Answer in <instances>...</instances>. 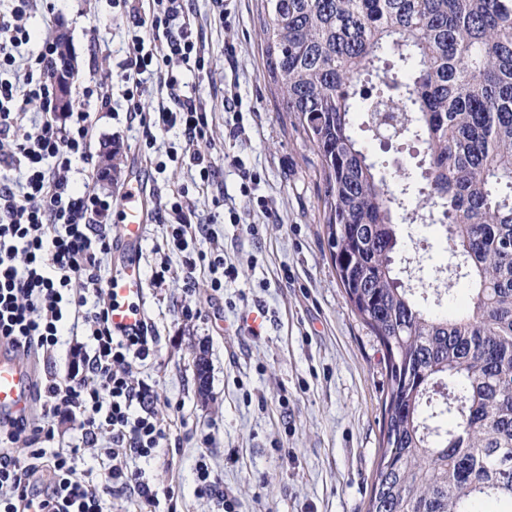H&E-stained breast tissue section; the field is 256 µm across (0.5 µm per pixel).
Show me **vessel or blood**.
<instances>
[{
  "label": "vessel or blood",
  "instance_id": "vessel-or-blood-1",
  "mask_svg": "<svg viewBox=\"0 0 512 512\" xmlns=\"http://www.w3.org/2000/svg\"><path fill=\"white\" fill-rule=\"evenodd\" d=\"M122 219L115 227L116 245L137 247L146 223L147 200L139 185H127L121 200ZM104 286L112 299V328L121 334L140 331L146 319L142 272L136 261H129L112 271ZM36 385L33 366L22 363L15 352L0 343V417L29 408Z\"/></svg>",
  "mask_w": 512,
  "mask_h": 512
}]
</instances>
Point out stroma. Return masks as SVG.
<instances>
[{
	"label": "stroma",
	"instance_id": "35a3bbf8",
	"mask_svg": "<svg viewBox=\"0 0 512 512\" xmlns=\"http://www.w3.org/2000/svg\"><path fill=\"white\" fill-rule=\"evenodd\" d=\"M230 12L221 25V8ZM192 28L205 34L208 76L197 93L213 107V158L224 180V206L235 223L216 225L224 257L238 269L235 282L212 291L208 275L187 279L182 256L167 250L166 226L150 223L140 254L146 308L159 336L155 359L139 364L154 385L151 407L172 423L179 448L156 457L147 477L174 486L176 512H364L381 453L382 404L388 388L386 354L354 314L336 276L327 242L323 186L316 157L279 109L266 66L260 0H184ZM128 8L113 0H55V18L32 24L72 49L73 84L98 82L112 89V108L90 105L91 164H78L76 186H89L120 204V192L141 179L157 201L192 187L198 170L179 159L175 134L159 139L145 158L136 126L126 119L117 66L133 28ZM242 99L245 133L230 140L224 130V93ZM109 179L97 178L104 154ZM257 172L250 196H242L231 158ZM164 170H157V162ZM404 251L427 259L424 281L448 259L436 227L402 224ZM168 263L163 283L150 276ZM199 310L189 319L185 309ZM262 323L251 330L249 318ZM207 448L217 476L215 491L194 492L195 463Z\"/></svg>",
	"mask_w": 512,
	"mask_h": 512
}]
</instances>
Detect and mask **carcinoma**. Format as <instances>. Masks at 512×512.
<instances>
[{"label":"carcinoma","mask_w":512,"mask_h":512,"mask_svg":"<svg viewBox=\"0 0 512 512\" xmlns=\"http://www.w3.org/2000/svg\"><path fill=\"white\" fill-rule=\"evenodd\" d=\"M261 2L336 274L387 356L366 512H512V0ZM362 132L415 148L419 178L383 171ZM400 221L444 227L460 313L437 310Z\"/></svg>","instance_id":"obj_1"}]
</instances>
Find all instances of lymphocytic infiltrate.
Wrapping results in <instances>:
<instances>
[{
	"mask_svg": "<svg viewBox=\"0 0 512 512\" xmlns=\"http://www.w3.org/2000/svg\"><path fill=\"white\" fill-rule=\"evenodd\" d=\"M0 12V341L25 356L52 358L60 340L77 337L66 377L48 376L35 391L37 414L0 424V512H104L103 485L128 495L129 502L159 508L173 501V488H159L129 458L152 460L168 451L170 433L150 408L152 389L137 377L136 363L155 357L153 327L116 335L109 309L89 305L88 293H102L101 257L112 248L104 221L109 200L92 189L76 188L69 172L88 161L90 133L85 102L110 108L101 84L84 86L80 105L55 106L54 40L43 39L37 54L18 52L32 37L31 19L42 10L52 19V0H10ZM183 0H153L147 33L132 32L116 74L130 119L141 130L145 149H155L160 133L179 129L186 151L199 169L200 186L223 200L224 187L213 167L210 108L187 87L185 72L204 73L208 63L198 41L181 23ZM153 78L167 90L169 105L148 110L142 86ZM39 102L37 118L25 106ZM20 173L19 189L9 185ZM215 210L205 221L171 225L166 245L183 253L186 276L210 274L220 291L235 280L225 266L224 248H195L198 235L223 223ZM79 423L69 448H56L57 419Z\"/></svg>",
	"mask_w": 512,
	"mask_h": 512,
	"instance_id": "lymphocytic-infiltrate-1",
	"label": "lymphocytic infiltrate"
}]
</instances>
